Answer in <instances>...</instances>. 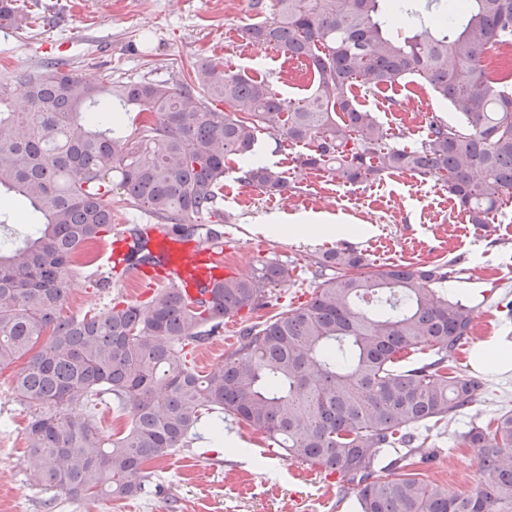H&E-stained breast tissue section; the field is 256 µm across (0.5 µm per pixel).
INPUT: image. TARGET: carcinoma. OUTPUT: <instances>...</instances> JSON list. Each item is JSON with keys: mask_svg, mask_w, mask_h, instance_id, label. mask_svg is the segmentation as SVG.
Returning <instances> with one entry per match:
<instances>
[{"mask_svg": "<svg viewBox=\"0 0 512 512\" xmlns=\"http://www.w3.org/2000/svg\"><path fill=\"white\" fill-rule=\"evenodd\" d=\"M16 2L0 0V24L22 30L30 17ZM381 2L275 0L272 17L244 27L249 44L278 48L313 76L298 100L212 61L187 79L106 84L50 61L17 76L20 112L15 88L0 85V208L18 197L38 217L22 238L0 240V369L23 363L13 390L28 411L29 477L41 490L138 497L147 466L189 447L207 414L216 439L228 415L286 458L338 473L361 512H512V410L462 435L484 477L469 495L425 482L403 457L392 476L376 474L380 449L420 451L419 426L447 423L477 391L450 371L473 308L431 288L448 281L446 262L370 270L355 250L325 253L310 300L243 326L206 374L184 348L263 307L290 280L287 266L264 262L202 301L162 288L142 304L63 315L88 246L112 232L114 189L183 236L198 232L197 218L223 216L229 160L242 163L241 183L287 191L282 172L244 162L262 133L309 146L300 166L345 185L394 173L440 181L469 223H491L512 194V76L488 50L512 55V0H402L396 29ZM411 78L457 120L432 115L419 144L401 147L354 89ZM133 236L123 260L149 261L141 231ZM405 352L426 357L402 365ZM103 393L127 418L108 439L95 426Z\"/></svg>", "mask_w": 512, "mask_h": 512, "instance_id": "obj_1", "label": "carcinoma"}]
</instances>
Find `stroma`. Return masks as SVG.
I'll list each match as a JSON object with an SVG mask.
<instances>
[{
  "label": "stroma",
  "instance_id": "obj_1",
  "mask_svg": "<svg viewBox=\"0 0 512 512\" xmlns=\"http://www.w3.org/2000/svg\"><path fill=\"white\" fill-rule=\"evenodd\" d=\"M45 19L25 33L0 28V83L61 57L76 75L94 80L164 81L190 72L212 59L225 72L263 75L285 98L297 99L312 87L309 72L283 53L247 44L245 25L257 18L252 0H25ZM396 104L385 108L379 94H360L395 137L412 146L425 134L428 116L455 120L451 107L416 81L392 91ZM259 147L271 148V165L289 182L284 195H269L238 179L229 169L224 179L223 217H201L203 225L222 234L224 260L245 275L264 261L291 267L290 281L273 292L262 318L308 301L315 287L314 262L332 248L363 253L370 266L448 262L453 274L448 290L474 310L473 340L503 337L512 343V197L505 198L488 230L469 224L442 183L408 173L383 176L354 187L331 181L326 173L299 167L302 147H274L260 135ZM289 221L314 216L330 224L358 226L355 234L296 240L273 235L266 220ZM97 271L78 269L64 306L79 317L115 301L142 303L147 290L123 283L113 274L112 287L96 288ZM470 346L453 358L460 374L479 381L472 403L448 422L428 430L436 460L422 478L461 495L482 479L476 451L463 444L470 425H487L502 408H512V375L486 374L470 363ZM16 367L0 370V512H360L355 491L320 467L280 457L265 434L233 421L224 423V442L210 431L190 447L158 462L143 498L91 496L58 498L30 486L25 429L28 418L13 392Z\"/></svg>",
  "mask_w": 512,
  "mask_h": 512
}]
</instances>
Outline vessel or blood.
<instances>
[{"label":"vessel or blood","mask_w":512,"mask_h":512,"mask_svg":"<svg viewBox=\"0 0 512 512\" xmlns=\"http://www.w3.org/2000/svg\"><path fill=\"white\" fill-rule=\"evenodd\" d=\"M150 242L153 253L161 260L160 265L151 273L142 266L125 267L124 280L173 287L190 299L201 300L216 283L230 275L221 246L193 239L179 241L162 230L155 231Z\"/></svg>","instance_id":"obj_1"}]
</instances>
